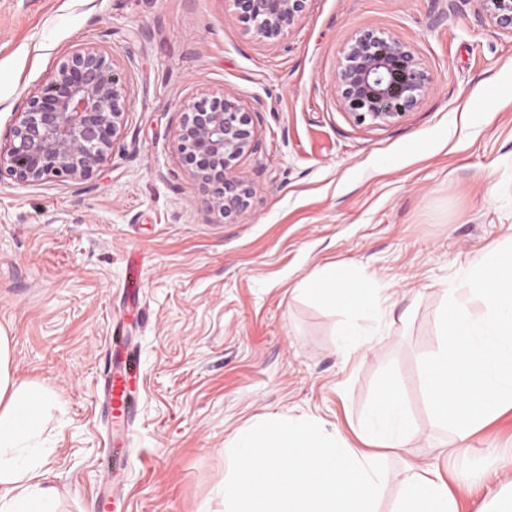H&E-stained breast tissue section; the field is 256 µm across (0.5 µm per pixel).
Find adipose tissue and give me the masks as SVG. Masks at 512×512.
<instances>
[{
  "instance_id": "adipose-tissue-1",
  "label": "adipose tissue",
  "mask_w": 512,
  "mask_h": 512,
  "mask_svg": "<svg viewBox=\"0 0 512 512\" xmlns=\"http://www.w3.org/2000/svg\"><path fill=\"white\" fill-rule=\"evenodd\" d=\"M308 292L332 303L347 318L345 335L359 333V316H377L380 298L370 280L332 269L307 283ZM12 339L0 329V512H58L59 494L43 468L42 408L51 397L36 382L18 380L12 367ZM373 448L394 452L419 440L392 377L381 383L372 411L360 428ZM393 512H457L456 498L441 477L409 476Z\"/></svg>"
}]
</instances>
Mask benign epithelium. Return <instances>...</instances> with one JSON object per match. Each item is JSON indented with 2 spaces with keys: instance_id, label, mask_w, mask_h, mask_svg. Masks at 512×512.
Instances as JSON below:
<instances>
[{
  "instance_id": "benign-epithelium-1",
  "label": "benign epithelium",
  "mask_w": 512,
  "mask_h": 512,
  "mask_svg": "<svg viewBox=\"0 0 512 512\" xmlns=\"http://www.w3.org/2000/svg\"><path fill=\"white\" fill-rule=\"evenodd\" d=\"M238 19L262 37L278 36L302 15L307 0H233ZM489 21L512 32V0H478ZM336 91L357 124L387 126L421 103L433 78L413 51L391 35L360 30L344 51ZM126 91L105 51L83 47L55 69L49 83L15 113L0 146V177L19 183L85 181L111 158L124 124ZM177 151L207 193L206 205L240 217L251 189L238 161L258 148L250 112L233 95L182 108Z\"/></svg>"
}]
</instances>
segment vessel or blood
Returning a JSON list of instances; mask_svg holds the SVG:
<instances>
[{
    "instance_id": "obj_1",
    "label": "vessel or blood",
    "mask_w": 512,
    "mask_h": 512,
    "mask_svg": "<svg viewBox=\"0 0 512 512\" xmlns=\"http://www.w3.org/2000/svg\"><path fill=\"white\" fill-rule=\"evenodd\" d=\"M109 348L118 353L119 362L104 372L100 401L109 412L110 424L126 429L136 411V402L129 392V386L140 374V357L119 324L112 328Z\"/></svg>"
}]
</instances>
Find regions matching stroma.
<instances>
[{
    "label": "stroma",
    "mask_w": 512,
    "mask_h": 512,
    "mask_svg": "<svg viewBox=\"0 0 512 512\" xmlns=\"http://www.w3.org/2000/svg\"><path fill=\"white\" fill-rule=\"evenodd\" d=\"M409 46L434 79L398 122L354 123L335 76L355 33ZM104 50L128 109L112 157L85 182L0 178V329L12 367L54 405L43 467L60 512H93L106 424L99 398L113 321L141 360L116 478L118 512H224V448L260 416L315 418L353 447L392 375L423 437L387 454L379 512L412 464L492 512L512 475V410L449 453L420 360L436 351L443 291L490 247L512 244V32L478 0H307L264 38L233 0H0V143L58 62ZM229 93L259 146L237 170L244 220L207 210L175 134L183 104ZM138 265V293L125 287ZM340 266L387 302L371 350L340 347L345 317L302 284Z\"/></svg>",
    "instance_id": "stroma-1"
}]
</instances>
